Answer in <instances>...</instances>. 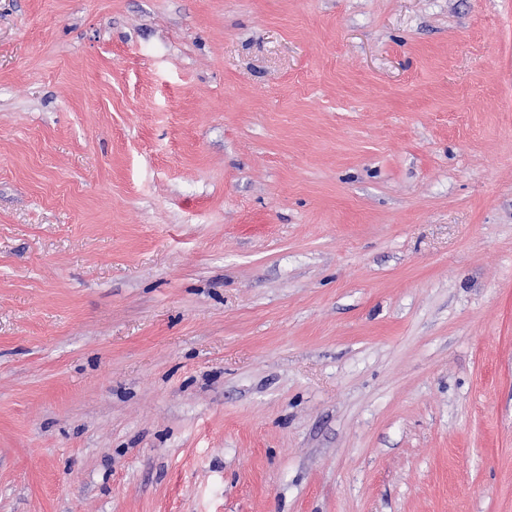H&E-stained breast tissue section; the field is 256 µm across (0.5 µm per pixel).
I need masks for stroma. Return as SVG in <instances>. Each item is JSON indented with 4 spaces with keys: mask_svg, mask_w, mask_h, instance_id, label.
I'll use <instances>...</instances> for the list:
<instances>
[{
    "mask_svg": "<svg viewBox=\"0 0 512 512\" xmlns=\"http://www.w3.org/2000/svg\"><path fill=\"white\" fill-rule=\"evenodd\" d=\"M0 512H512V0H0Z\"/></svg>",
    "mask_w": 512,
    "mask_h": 512,
    "instance_id": "obj_1",
    "label": "stroma"
}]
</instances>
